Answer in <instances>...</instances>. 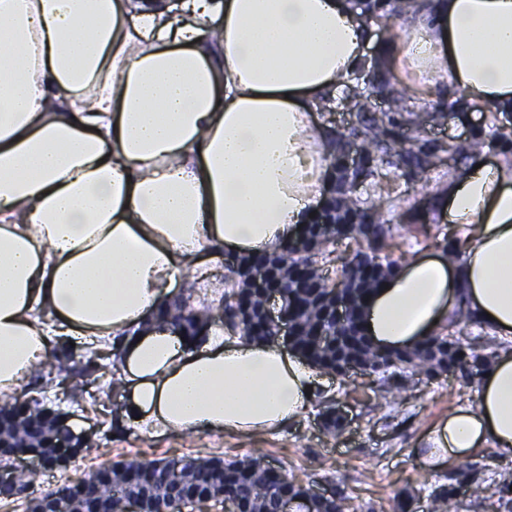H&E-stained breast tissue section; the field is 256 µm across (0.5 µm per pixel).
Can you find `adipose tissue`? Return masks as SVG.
<instances>
[{
  "label": "adipose tissue",
  "mask_w": 512,
  "mask_h": 512,
  "mask_svg": "<svg viewBox=\"0 0 512 512\" xmlns=\"http://www.w3.org/2000/svg\"><path fill=\"white\" fill-rule=\"evenodd\" d=\"M375 34L353 0H0V404L76 338L116 357L142 431L244 439L298 420L325 380L277 344L193 338L153 317L183 280L231 293L217 257L275 253L324 204L332 134L313 111L387 51L420 97L512 109V0H411ZM454 254L397 267L364 309L405 348L459 305L512 335V163L467 169L443 205ZM422 465L512 459V352L427 432Z\"/></svg>",
  "instance_id": "ef3b65f1"
}]
</instances>
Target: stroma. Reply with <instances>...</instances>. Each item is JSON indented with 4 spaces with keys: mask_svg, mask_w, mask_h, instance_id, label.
<instances>
[{
    "mask_svg": "<svg viewBox=\"0 0 512 512\" xmlns=\"http://www.w3.org/2000/svg\"><path fill=\"white\" fill-rule=\"evenodd\" d=\"M447 98V82L439 80L435 93L412 99L399 120L404 131L423 142H438L450 150L447 162L421 180L393 158L375 153L373 175L355 179L353 192L363 200L366 212L390 226V258L402 261L418 252L442 251L448 225L441 218L443 195L452 177L474 161L496 162L503 154L488 145L479 156L456 153L478 128L491 125L485 109L470 110L466 119L457 113H435L434 105ZM464 346L484 356L512 349V340L497 336L475 322L448 330ZM478 378L450 374L436 379L402 372L398 368L370 376L346 378L329 375L319 397L299 420L279 432L241 440L221 433H147L122 425L124 399L109 408L92 407L89 397L68 401L55 398L54 383L30 379L25 390L44 406L72 415L75 430L88 431L91 446L65 465L44 471L39 483L19 496L22 512H31L42 493L73 483L97 468L118 461L169 460L180 457L243 460L261 452L267 465L290 480L350 498L354 512H393L396 500L409 503L408 512H430V493L439 487L459 491L456 512H512L500 498L503 479H512V460L501 459L496 450L482 449L459 465L428 472L418 466L416 452L426 450L424 434L449 409L474 401ZM334 399L349 414L336 436L323 427L324 398ZM476 475L479 497L466 489L467 475Z\"/></svg>",
    "mask_w": 512,
    "mask_h": 512,
    "instance_id": "obj_1",
    "label": "stroma"
}]
</instances>
